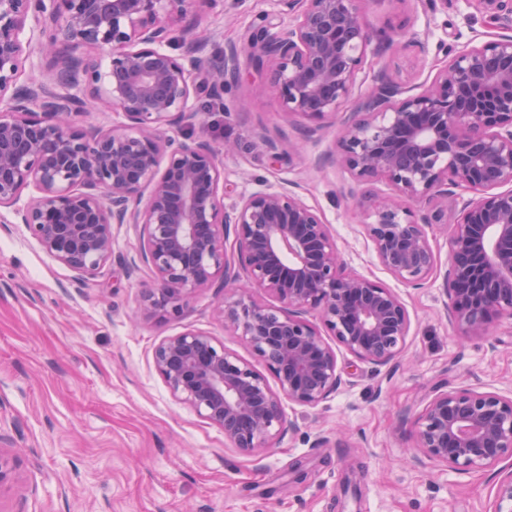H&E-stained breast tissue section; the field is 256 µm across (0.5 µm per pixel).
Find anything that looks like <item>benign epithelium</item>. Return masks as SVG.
I'll return each instance as SVG.
<instances>
[{"mask_svg": "<svg viewBox=\"0 0 512 512\" xmlns=\"http://www.w3.org/2000/svg\"><path fill=\"white\" fill-rule=\"evenodd\" d=\"M291 17L263 26L196 80L211 35L167 51L192 0H0V208L52 258L81 278L112 260L114 226L139 230V260L160 287L141 313L185 314L201 287L214 313L276 380L187 329L164 339L153 362L171 393L224 430L234 447L266 448L286 424L284 402L315 406L348 384L332 336L360 362L384 365L410 327L392 289L347 270L323 215L298 193L267 188L224 203L220 155L204 140L163 139L192 126V99H219L242 70L266 76L281 110L320 128L336 117L372 45L402 33L375 30L357 0H277ZM491 27L512 25V0H474ZM34 57L46 72L20 77ZM126 123L83 128L85 112ZM339 160L360 183L394 195L364 198L365 230L380 263L407 285L433 274L428 229L450 225L444 287L449 319L465 335L512 320V36L453 51L422 91L387 74L346 123ZM509 189H504V186ZM34 195L20 203L26 189ZM473 194L448 217V195ZM277 304H265L256 294ZM415 448L458 471L512 457V397L460 386L437 389L414 420ZM495 512H512V474Z\"/></svg>", "mask_w": 512, "mask_h": 512, "instance_id": "1", "label": "benign epithelium"}]
</instances>
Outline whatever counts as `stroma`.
I'll use <instances>...</instances> for the list:
<instances>
[{"label":"stroma","instance_id":"35a3bbf8","mask_svg":"<svg viewBox=\"0 0 512 512\" xmlns=\"http://www.w3.org/2000/svg\"><path fill=\"white\" fill-rule=\"evenodd\" d=\"M359 8L371 28L403 36L369 59L333 122L303 135L301 119L282 115L267 82L246 75L223 103L199 97L203 124L182 134H206L216 146L238 141V152L222 160L228 200L269 185L296 187L330 224L348 268L400 297L411 320L402 354L376 367L339 351L350 384L314 407L287 404L295 430L247 453L174 397L153 363L155 347L187 329L254 360L215 320L213 289L196 290L182 318L139 320L141 294L156 278L147 267L125 266L139 245L133 227L116 230L103 273L80 280L23 225H9L0 229V450L13 482L0 491V512H493L512 458L469 472L412 462V424L439 386L512 397V321L486 336L461 335L450 322L441 229L430 232L438 270L423 285H405L383 268L337 141L375 74L424 88L446 45H479L496 31L472 0L436 8L361 0ZM285 21L277 0L195 5L175 26L169 50L181 54L183 39L206 29L211 56L242 45L253 28ZM272 143L282 155L276 164ZM298 460L309 470L302 481L291 473Z\"/></svg>","mask_w":512,"mask_h":512}]
</instances>
